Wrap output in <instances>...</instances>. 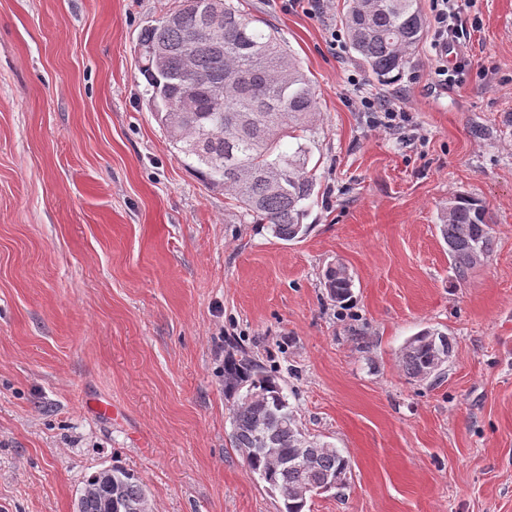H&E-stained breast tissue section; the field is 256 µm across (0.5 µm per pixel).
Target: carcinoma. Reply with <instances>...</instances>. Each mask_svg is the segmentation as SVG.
Returning a JSON list of instances; mask_svg holds the SVG:
<instances>
[{
	"label": "carcinoma",
	"instance_id": "carcinoma-1",
	"mask_svg": "<svg viewBox=\"0 0 512 512\" xmlns=\"http://www.w3.org/2000/svg\"><path fill=\"white\" fill-rule=\"evenodd\" d=\"M224 20V36L188 42L214 14ZM171 16L144 28L139 39L141 72L149 105L172 146L204 184L235 200L243 219L267 224L283 241L307 235L303 223L318 195L307 170L318 112L316 91L276 29L244 13L233 0H181ZM425 22L417 0H348L343 19L347 43L372 77L389 83L408 63L421 41ZM224 88L215 97L211 90ZM295 140L291 153L282 141ZM439 231L457 278L463 280L489 257L494 236L484 202L466 194L448 197ZM327 301L342 306L351 298L353 278L344 263L328 265L322 276ZM224 394L231 400L233 447L251 448L249 470L281 501L280 512H305L315 495L347 488L351 462L317 438L307 441L281 377L252 348L227 342ZM453 352L448 334L426 327L402 345L398 362L405 375L425 381L441 376L438 361ZM307 457L292 461L297 449ZM277 448L288 467L265 454ZM112 484L94 472L77 499L80 512H132L146 489L139 477L112 466Z\"/></svg>",
	"mask_w": 512,
	"mask_h": 512
}]
</instances>
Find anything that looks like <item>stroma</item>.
<instances>
[{
	"label": "stroma",
	"instance_id": "1",
	"mask_svg": "<svg viewBox=\"0 0 512 512\" xmlns=\"http://www.w3.org/2000/svg\"><path fill=\"white\" fill-rule=\"evenodd\" d=\"M233 2L278 28L318 94L319 194L293 242L242 223L149 110L137 44L179 0H0V512H74L115 464L151 512H278L231 445L229 335L351 461L345 496L310 512H512V0H476L448 89L429 39L387 85L331 50L345 0L323 22ZM376 93L401 132L359 111ZM457 193L486 203L495 237L461 284L437 227ZM339 260L343 309L321 285ZM433 326L454 356L409 380L398 350ZM359 107L363 112L381 114L383 119H376L375 123L389 130H395L399 127L400 121H403L402 109L396 100L390 96H364L359 100ZM381 116V117H382Z\"/></svg>",
	"mask_w": 512,
	"mask_h": 512
}]
</instances>
